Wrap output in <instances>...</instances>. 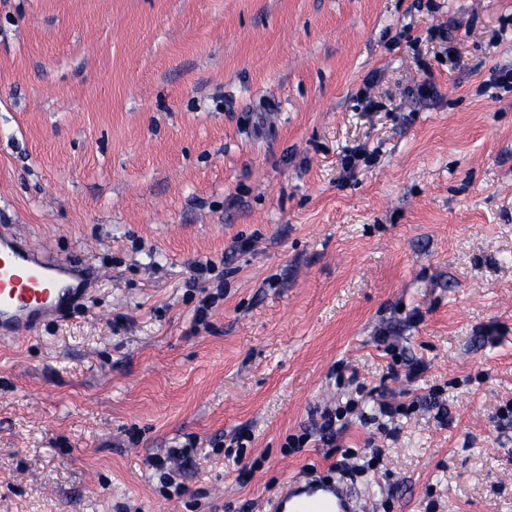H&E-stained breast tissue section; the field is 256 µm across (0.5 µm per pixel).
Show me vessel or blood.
Instances as JSON below:
<instances>
[{
  "label": "vessel or blood",
  "mask_w": 512,
  "mask_h": 512,
  "mask_svg": "<svg viewBox=\"0 0 512 512\" xmlns=\"http://www.w3.org/2000/svg\"><path fill=\"white\" fill-rule=\"evenodd\" d=\"M66 261L37 253L16 238L0 235V338L61 311L82 294ZM269 512H357L347 487L316 476L289 482Z\"/></svg>",
  "instance_id": "obj_1"
}]
</instances>
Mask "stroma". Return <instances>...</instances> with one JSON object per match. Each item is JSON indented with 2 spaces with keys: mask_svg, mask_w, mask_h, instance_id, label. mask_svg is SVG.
Returning a JSON list of instances; mask_svg holds the SVG:
<instances>
[{
  "mask_svg": "<svg viewBox=\"0 0 512 512\" xmlns=\"http://www.w3.org/2000/svg\"><path fill=\"white\" fill-rule=\"evenodd\" d=\"M501 68L512 0H0V233L94 270L0 341V512H267L339 462L285 443L346 401L341 366L451 411L352 422L382 451L346 483L361 512H512ZM382 330L420 378L388 376ZM183 446L164 497L148 460Z\"/></svg>",
  "mask_w": 512,
  "mask_h": 512,
  "instance_id": "35a3bbf8",
  "label": "stroma"
}]
</instances>
